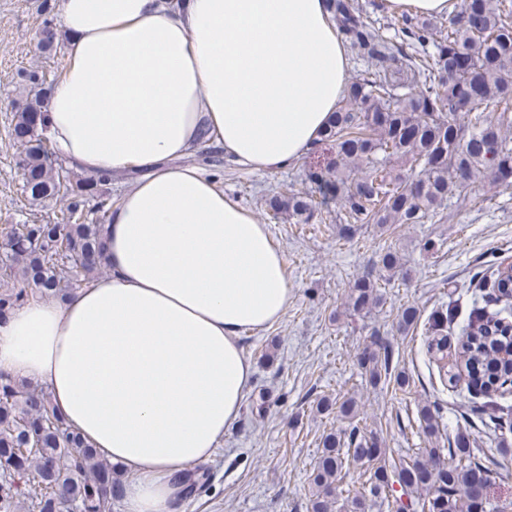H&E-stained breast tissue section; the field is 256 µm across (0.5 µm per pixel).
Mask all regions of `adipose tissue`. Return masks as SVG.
I'll list each match as a JSON object with an SVG mask.
<instances>
[{"label":"adipose tissue","instance_id":"ef3b65f1","mask_svg":"<svg viewBox=\"0 0 512 512\" xmlns=\"http://www.w3.org/2000/svg\"><path fill=\"white\" fill-rule=\"evenodd\" d=\"M68 64L44 124L92 173L142 171L103 232L108 273L0 319V370L46 385L128 475L125 512H173L179 480L238 418V338L290 292L265 225L198 168L201 138L278 170L314 149L348 74L326 0H59Z\"/></svg>","mask_w":512,"mask_h":512}]
</instances>
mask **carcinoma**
Here are the masks:
<instances>
[{
    "label": "carcinoma",
    "instance_id": "cac0c4a2",
    "mask_svg": "<svg viewBox=\"0 0 512 512\" xmlns=\"http://www.w3.org/2000/svg\"><path fill=\"white\" fill-rule=\"evenodd\" d=\"M327 10L337 38L367 69L348 84L320 134L319 143L336 146V167L309 170L308 193L271 197L273 215L286 213L297 224L327 215L349 237L355 224H423L478 180L512 181V132L488 119L495 110L512 112V0H464L446 23L410 8L388 16L383 2L374 5L380 16L354 0H327ZM43 107L36 93L14 114L13 132L24 146L18 160L24 192L32 203L60 197L70 205L60 224L0 231V262L13 276L12 286L0 289V317L34 298L61 300L107 266L98 214L112 209V198L100 191L109 176L62 168L33 124ZM350 299L357 311L380 303L377 281L368 275L355 281ZM451 314L442 308L429 318L427 351L436 357L447 350ZM418 319L416 307L404 308L398 330L408 332ZM372 336L359 354L370 384L391 379L408 387L410 376L392 367L389 345ZM511 347L512 322L476 309L460 344L468 387L489 395L512 383L504 357ZM440 410L436 401L419 407V426L429 436L438 430ZM338 411L349 428L322 438L310 474L311 512H332L347 460L371 465L349 512H364L369 499H391L395 512H490L486 488L494 470L467 434L455 435L446 460L440 449L428 448L422 459L397 463L359 427L355 398L343 399ZM502 411L494 400L481 408L494 433L503 429ZM0 454L17 460L16 469L0 473V512H63L66 501L80 512L112 510L120 485L115 467L65 425L43 389L2 373ZM211 478L208 469L184 475L183 497Z\"/></svg>",
    "mask_w": 512,
    "mask_h": 512
}]
</instances>
